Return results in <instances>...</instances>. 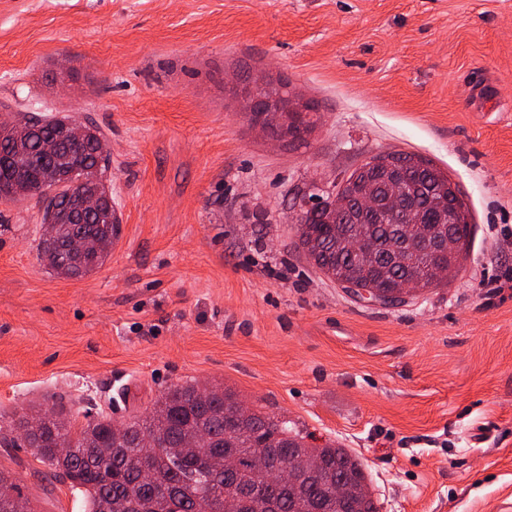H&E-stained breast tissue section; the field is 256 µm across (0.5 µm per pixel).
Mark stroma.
<instances>
[{
  "instance_id": "35a3bbf8",
  "label": "stroma",
  "mask_w": 512,
  "mask_h": 512,
  "mask_svg": "<svg viewBox=\"0 0 512 512\" xmlns=\"http://www.w3.org/2000/svg\"><path fill=\"white\" fill-rule=\"evenodd\" d=\"M240 75L315 103L305 139L253 123ZM7 112L101 131L122 237L67 279L37 197L0 200V428L220 384L358 456L379 512L512 493V0H0ZM386 152L430 160L473 226L456 276L395 306L329 280L290 221ZM0 472L34 512L84 510L17 433Z\"/></svg>"
}]
</instances>
